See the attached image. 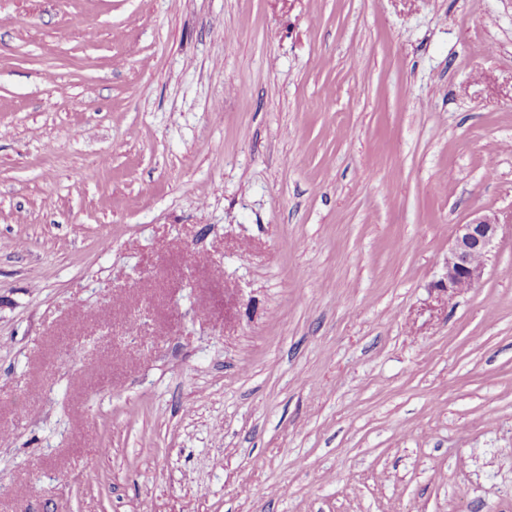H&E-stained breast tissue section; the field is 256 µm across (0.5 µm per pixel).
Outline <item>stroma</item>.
Wrapping results in <instances>:
<instances>
[{"mask_svg":"<svg viewBox=\"0 0 512 512\" xmlns=\"http://www.w3.org/2000/svg\"><path fill=\"white\" fill-rule=\"evenodd\" d=\"M0 512H512V0H0ZM501 224L489 215L475 216L457 225L448 249L447 288L449 297L472 288L482 278Z\"/></svg>","mask_w":512,"mask_h":512,"instance_id":"obj_1","label":"stroma"}]
</instances>
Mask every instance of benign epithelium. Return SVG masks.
<instances>
[{"label": "benign epithelium", "mask_w": 512, "mask_h": 512, "mask_svg": "<svg viewBox=\"0 0 512 512\" xmlns=\"http://www.w3.org/2000/svg\"><path fill=\"white\" fill-rule=\"evenodd\" d=\"M500 224L489 215H479L456 227L448 249V297L459 295L482 278L498 237Z\"/></svg>", "instance_id": "obj_1"}]
</instances>
